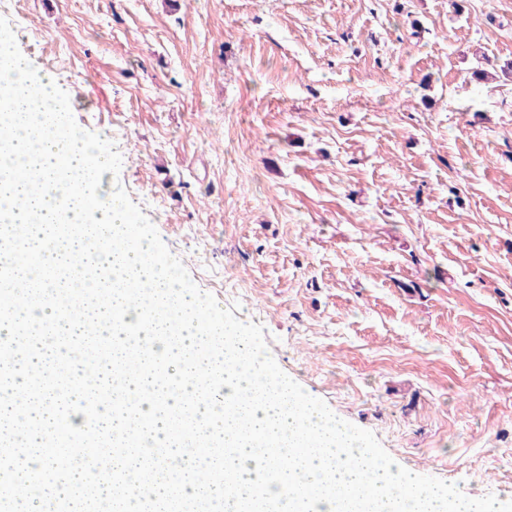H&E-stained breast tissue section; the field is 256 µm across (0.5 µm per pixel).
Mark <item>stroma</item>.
Listing matches in <instances>:
<instances>
[{
  "instance_id": "35a3bbf8",
  "label": "stroma",
  "mask_w": 512,
  "mask_h": 512,
  "mask_svg": "<svg viewBox=\"0 0 512 512\" xmlns=\"http://www.w3.org/2000/svg\"><path fill=\"white\" fill-rule=\"evenodd\" d=\"M0 33L213 316L399 467L512 491V0H0Z\"/></svg>"
}]
</instances>
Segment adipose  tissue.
<instances>
[{
  "instance_id": "adipose-tissue-1",
  "label": "adipose tissue",
  "mask_w": 512,
  "mask_h": 512,
  "mask_svg": "<svg viewBox=\"0 0 512 512\" xmlns=\"http://www.w3.org/2000/svg\"><path fill=\"white\" fill-rule=\"evenodd\" d=\"M0 82L11 119L0 123L7 146L0 164V217L28 229L20 249L0 246V266L43 293L42 303L0 318V339L15 345L22 325L51 327L69 338L112 342V366H124L128 334L145 352L130 376L124 398L101 403L98 423L120 437L127 415L138 421L134 452L112 458L127 487L99 476L94 457L69 467L74 484L97 486L106 512H146L134 495L149 473L153 449L179 459L181 500L215 501L221 512H240L252 500L274 512H512V494L480 497L461 486L422 481L414 470L396 471L366 438L344 420L277 374L261 351L243 356L241 329L206 315L207 304L188 286H168L166 262L143 235L130 234L129 207L120 196L104 200L96 191L102 169L93 143L79 137L60 108L61 90L33 69L9 41L0 42ZM70 272L84 288L86 311L76 324L60 315L69 287L49 277ZM62 344L43 343L31 357L0 359V430L26 422L23 458L14 481L28 483L50 461L43 445L57 423L44 409V392L30 389L40 371L46 390L58 387L55 360ZM224 388V406L211 403L214 386ZM217 470L222 484L203 493L199 476Z\"/></svg>"
}]
</instances>
